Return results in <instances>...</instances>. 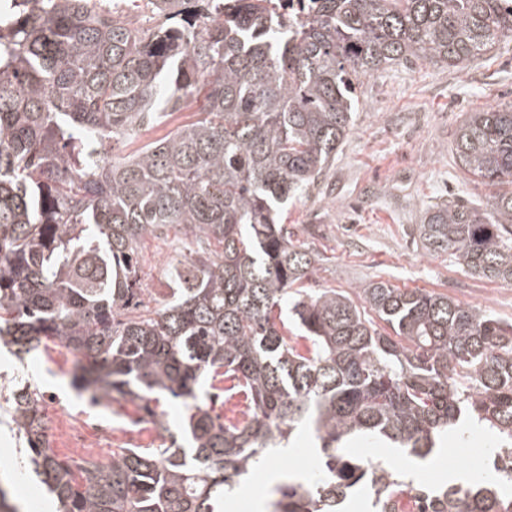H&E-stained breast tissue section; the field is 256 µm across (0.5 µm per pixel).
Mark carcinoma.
<instances>
[{
    "label": "carcinoma",
    "instance_id": "obj_1",
    "mask_svg": "<svg viewBox=\"0 0 512 512\" xmlns=\"http://www.w3.org/2000/svg\"><path fill=\"white\" fill-rule=\"evenodd\" d=\"M113 0H0V337L14 357L51 341L76 355L93 406L163 399L188 415L156 448L112 463L61 459L38 395L14 394L28 461L61 512H224L242 476L301 426L324 477L273 488L271 512H336L359 484L378 512H512V323L444 294L370 282L357 297L304 287L312 261L276 220L350 131L356 82L409 59L457 67L512 37L504 0H313L288 35L270 0H149L146 34ZM197 118L119 155L182 105ZM454 151L485 185H512V105L469 113ZM417 231L473 276L512 284V190L480 211L426 207ZM173 235L167 298L140 299L148 237ZM372 311L383 323L366 317ZM209 391L197 393L202 377ZM497 430L491 474L427 492L340 445L377 434L424 459L462 413Z\"/></svg>",
    "mask_w": 512,
    "mask_h": 512
}]
</instances>
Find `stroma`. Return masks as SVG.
I'll return each instance as SVG.
<instances>
[{"instance_id": "1", "label": "stroma", "mask_w": 512, "mask_h": 512, "mask_svg": "<svg viewBox=\"0 0 512 512\" xmlns=\"http://www.w3.org/2000/svg\"><path fill=\"white\" fill-rule=\"evenodd\" d=\"M357 93L354 124L335 161L278 216L315 257L308 287L353 294L368 282L384 281L443 293L511 322L512 285L471 276L448 254L429 252L413 227L428 205L457 198L483 208L494 195V187L470 180L453 142L467 113L512 104V39L459 68L416 61L376 71L363 78ZM143 255V297L161 298L173 253L151 238ZM74 361L69 350L52 345L21 362L0 344V481L16 488L23 512H43L53 497L31 472L26 439L11 420L17 378L40 389L38 408L52 448L76 459L107 463L113 449L125 444L159 445L166 429L182 427L187 414L182 404L164 402L166 425L160 428L141 423L131 402L90 407L70 385ZM82 420L102 427L90 450L69 438ZM495 446V437L481 429L449 431L438 439L423 479L441 488L452 458L474 476L485 475ZM278 461L279 473L320 476L310 433L298 434Z\"/></svg>"}]
</instances>
